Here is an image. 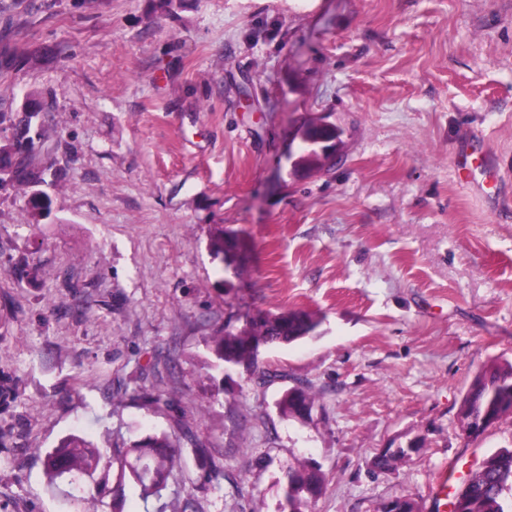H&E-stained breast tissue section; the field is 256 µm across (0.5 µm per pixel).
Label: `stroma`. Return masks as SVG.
Returning a JSON list of instances; mask_svg holds the SVG:
<instances>
[{
  "label": "stroma",
  "instance_id": "stroma-1",
  "mask_svg": "<svg viewBox=\"0 0 512 512\" xmlns=\"http://www.w3.org/2000/svg\"><path fill=\"white\" fill-rule=\"evenodd\" d=\"M30 103L49 202L0 187V512H65L45 455L77 430L178 435L167 491L197 512H281L301 462L312 512H430L435 474L512 448V420L458 418L512 361V0H0V146ZM310 121L343 131L320 168ZM293 310L314 338L210 369L224 327ZM294 386L311 422L275 408ZM300 137L299 151L302 154L300 161L308 165L321 164L320 154L313 149L317 143V138H324L329 142H340L342 131L336 129V126L329 131H323L316 126V123L309 122L302 125L298 131ZM409 446L410 443L408 442L405 448H402L400 445L397 446V448L394 451H397L398 448H400L398 452L391 454H376L370 460L371 468L378 471H387L397 466H402L406 464L412 458V456L409 454ZM324 476L315 469L300 463L289 466L283 486V512H307L321 495Z\"/></svg>",
  "mask_w": 512,
  "mask_h": 512
}]
</instances>
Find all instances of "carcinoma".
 <instances>
[{"label": "carcinoma", "mask_w": 512, "mask_h": 512, "mask_svg": "<svg viewBox=\"0 0 512 512\" xmlns=\"http://www.w3.org/2000/svg\"><path fill=\"white\" fill-rule=\"evenodd\" d=\"M300 161L321 163L313 149L317 139L340 141L342 131H323L315 123L302 125ZM19 173L21 181L35 184L45 181V171L30 169V158L14 157L0 148V185ZM318 323L304 311L263 313L246 321L237 330L226 329L213 340L217 366L241 367L251 372L257 365L256 348L290 344L314 335ZM315 395L306 387L285 391L277 402L279 414L289 420L303 419V411L313 413ZM460 412L474 421H490V427L512 418V361L494 359L472 377L460 403ZM182 458L180 441L165 431L130 443L113 453L100 448L79 434H70L46 453V476L53 487L67 477L81 488L82 499L93 504L92 512H120L126 489L137 492L144 512H167L162 502L169 469ZM410 449L377 454L370 460L374 470L387 471L406 464ZM324 476L300 463L288 467L283 486V512H309L321 495ZM471 496L463 512H512V448H500L485 457L483 465L470 471Z\"/></svg>", "instance_id": "carcinoma-1"}]
</instances>
